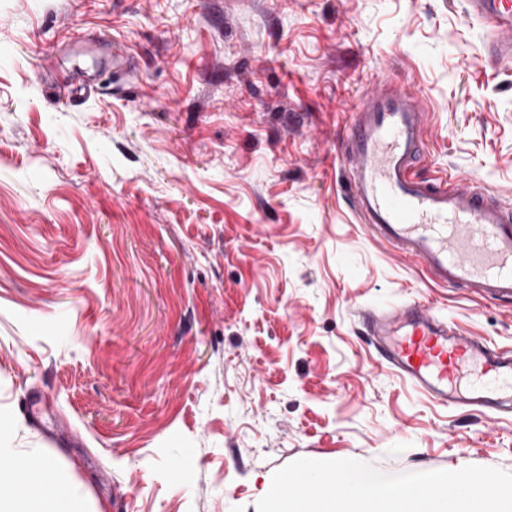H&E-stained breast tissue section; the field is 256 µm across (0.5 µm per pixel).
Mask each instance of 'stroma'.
<instances>
[{"label": "stroma", "mask_w": 512, "mask_h": 512, "mask_svg": "<svg viewBox=\"0 0 512 512\" xmlns=\"http://www.w3.org/2000/svg\"><path fill=\"white\" fill-rule=\"evenodd\" d=\"M488 38L465 0H0L12 445L94 512H255L302 458L512 472V418L433 404L356 317L422 297L512 346V309L378 245L342 183L351 109L387 80L430 111L422 174L512 201Z\"/></svg>", "instance_id": "1"}]
</instances>
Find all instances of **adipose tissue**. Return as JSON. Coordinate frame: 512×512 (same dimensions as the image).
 <instances>
[{
    "label": "adipose tissue",
    "mask_w": 512,
    "mask_h": 512,
    "mask_svg": "<svg viewBox=\"0 0 512 512\" xmlns=\"http://www.w3.org/2000/svg\"><path fill=\"white\" fill-rule=\"evenodd\" d=\"M29 456L21 448H0V512H51L45 497L30 490Z\"/></svg>",
    "instance_id": "1"
}]
</instances>
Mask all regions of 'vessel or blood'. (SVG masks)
Returning a JSON list of instances; mask_svg holds the SVG:
<instances>
[{
    "instance_id": "obj_1",
    "label": "vessel or blood",
    "mask_w": 512,
    "mask_h": 512,
    "mask_svg": "<svg viewBox=\"0 0 512 512\" xmlns=\"http://www.w3.org/2000/svg\"><path fill=\"white\" fill-rule=\"evenodd\" d=\"M490 31L488 56L512 61V0H465ZM429 115L416 93L382 83L355 107L344 180L365 232L462 295L512 304V206L464 178L420 174ZM379 362L434 404L512 409V347L460 332L429 305L362 308Z\"/></svg>"
}]
</instances>
